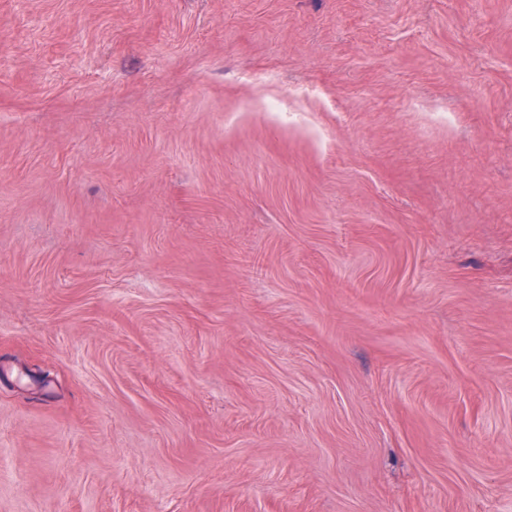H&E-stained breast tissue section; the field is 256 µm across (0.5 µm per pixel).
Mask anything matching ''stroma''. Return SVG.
<instances>
[{
    "label": "stroma",
    "mask_w": 512,
    "mask_h": 512,
    "mask_svg": "<svg viewBox=\"0 0 512 512\" xmlns=\"http://www.w3.org/2000/svg\"><path fill=\"white\" fill-rule=\"evenodd\" d=\"M0 512H512V0H0Z\"/></svg>",
    "instance_id": "1"
}]
</instances>
